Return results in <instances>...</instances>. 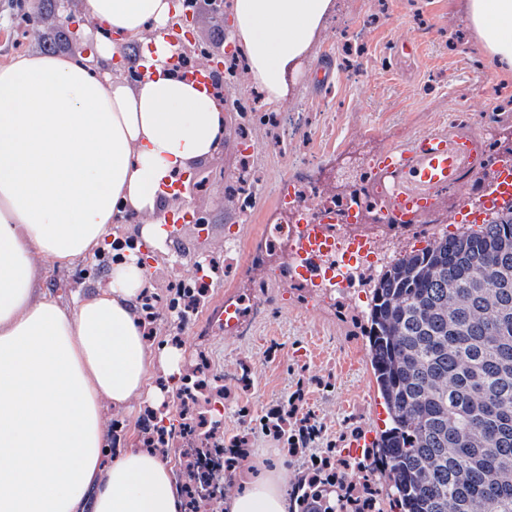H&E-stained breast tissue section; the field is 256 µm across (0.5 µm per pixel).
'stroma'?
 Instances as JSON below:
<instances>
[{
    "label": "stroma",
    "instance_id": "35a3bbf8",
    "mask_svg": "<svg viewBox=\"0 0 512 512\" xmlns=\"http://www.w3.org/2000/svg\"><path fill=\"white\" fill-rule=\"evenodd\" d=\"M466 0H336L337 10L320 33L300 70L289 73V93L280 109L308 116L300 134L284 151L269 145L267 127L254 126L251 140L259 176V197L251 223H243L225 187L236 171L242 141L235 102L258 96L246 72L226 84V133L213 157L196 164L174 209L205 213V226L184 225L180 238L167 241L151 267L149 292L166 297L175 278L191 274L195 257L223 260L227 240L240 239L251 250L263 227L277 223L271 186L290 177L301 154L332 165L345 162L349 147L361 148L364 159L350 176L365 182L367 164L378 150L447 122L449 113L471 119L486 132L487 152L512 150V73L488 65L478 40L463 18ZM84 0H26L17 9L0 0V66L31 53H93L95 36L73 37L70 21H82ZM228 25L214 20L198 5L191 23L192 39L218 54L226 47ZM107 268L76 261L50 272L42 282L53 297L67 302L72 291L103 280ZM257 267L251 276L235 274L216 285L208 308L182 330L166 317L154 323L151 347L170 345L173 334L181 364L199 360L210 381L224 390V439L247 436L241 468H274L287 462L304 471L309 457L286 456L263 431L267 411L303 390L304 407L324 425L326 439L344 447L350 432L382 430L386 415L377 398L370 357L362 334L367 300L352 290L324 298L301 285L283 287ZM268 277L264 309L246 335L226 333L218 317L224 302L239 303L251 293L252 278ZM147 399L132 401L121 412L105 410L106 427H119L123 447L142 445L140 419Z\"/></svg>",
    "mask_w": 512,
    "mask_h": 512
}]
</instances>
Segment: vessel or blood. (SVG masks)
<instances>
[{
	"mask_svg": "<svg viewBox=\"0 0 512 512\" xmlns=\"http://www.w3.org/2000/svg\"><path fill=\"white\" fill-rule=\"evenodd\" d=\"M484 161L482 133L459 121L384 149L375 159L372 173L385 197L381 210L385 223L411 227L429 210L438 192L457 189ZM493 170L491 184L477 190L474 206L461 213L462 222L480 223L484 208L512 204V159L498 158ZM298 229L294 258L299 275L315 282L332 277L334 241L326 226L308 216L300 219Z\"/></svg>",
	"mask_w": 512,
	"mask_h": 512,
	"instance_id": "b4317fda",
	"label": "vessel or blood"
}]
</instances>
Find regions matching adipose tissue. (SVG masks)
Segmentation results:
<instances>
[{
  "mask_svg": "<svg viewBox=\"0 0 512 512\" xmlns=\"http://www.w3.org/2000/svg\"><path fill=\"white\" fill-rule=\"evenodd\" d=\"M173 7L85 0L95 64L31 53L0 66V512H180L167 461L151 448L110 451L102 419L145 395L162 404L150 374L178 371L175 350L146 342L137 251L71 306L39 286L42 268L100 253L126 215L147 216L140 234L160 243L165 184L224 141L222 103L170 69ZM335 11L336 0H232L229 39L268 108ZM466 11L484 54L512 69V0H467ZM116 34L141 42L136 82L111 70ZM293 478L284 465L247 471L224 512H288Z\"/></svg>",
  "mask_w": 512,
  "mask_h": 512,
  "instance_id": "adipose-tissue-1",
  "label": "adipose tissue"
}]
</instances>
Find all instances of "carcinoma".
<instances>
[{"instance_id":"carcinoma-1","label":"carcinoma","mask_w":512,"mask_h":512,"mask_svg":"<svg viewBox=\"0 0 512 512\" xmlns=\"http://www.w3.org/2000/svg\"><path fill=\"white\" fill-rule=\"evenodd\" d=\"M363 336L388 425L289 512H512V220L442 236L367 280Z\"/></svg>"}]
</instances>
